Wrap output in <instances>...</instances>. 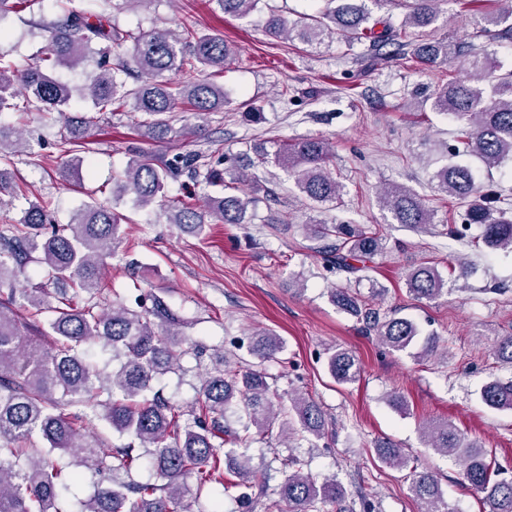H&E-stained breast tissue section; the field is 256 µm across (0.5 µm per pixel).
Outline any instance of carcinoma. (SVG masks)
<instances>
[{
    "mask_svg": "<svg viewBox=\"0 0 512 512\" xmlns=\"http://www.w3.org/2000/svg\"><path fill=\"white\" fill-rule=\"evenodd\" d=\"M227 16L242 18L257 8L260 0H213ZM437 17L435 0H414L402 25L428 26ZM364 0H327L318 15L294 22L280 15L268 21L267 33L277 38L298 39L318 46L341 33L350 38L368 37L373 44L394 43L396 30L385 22L380 32L374 26ZM123 35L87 16L68 12L54 27L40 61L50 67H78L92 60L96 69L80 89L92 104L93 113L70 114L73 89L41 68L19 73L0 54V114L4 112H57L65 132L56 143L67 156L75 145L98 129L99 114L113 106H129L145 116L141 127L163 140L171 127L164 115L176 104L187 102L197 117L224 110V87L197 75L198 70L221 69L233 48L219 35L197 36L186 29L153 30L132 37V46L118 62L110 61L111 47L102 42L121 40ZM420 61L434 63L452 59L454 52L442 41L415 46ZM466 77L448 82L434 97L433 108L468 129L464 151L488 168L512 161V71L497 73L493 54L485 52L462 62ZM130 69L140 80L129 84L120 74ZM27 92L24 106L16 102ZM23 133L0 121V211L12 207L20 187L5 166L10 156L24 150ZM329 144L318 137L299 139L279 146L273 154L258 153V162L268 159L295 178L299 192L311 206L319 208L339 198L341 186L327 169ZM188 172L204 177L209 186L241 183L248 175L216 165L199 170L195 156H176L166 166L139 156L121 178L123 188L135 195L141 208L165 207V188L171 175ZM439 189L459 201L468 202L466 223L448 225V235L466 242L471 225L481 227L483 243L493 249L512 250V215L500 207L493 185H482L466 164L452 163L439 169ZM383 204L398 224L426 230L434 224V213L408 188L393 185L384 191ZM253 205L248 193L206 196L205 210L183 206L167 212L168 223L200 232L207 224H242ZM124 215L112 207L85 202L66 224L53 223L51 202L31 201L19 223L0 232V512H67L60 506L68 491V473L61 464L70 455V465L95 475H105L100 486L76 512H179L196 479V491L207 484H224L222 458L240 484L252 485V457L239 448L253 443L250 427L265 433L277 424L281 435L297 444L327 440L333 435L325 413L317 402L299 392L284 397L268 382L267 373L247 363L236 369L224 367V354L210 356V367L202 373L195 406L188 412L154 388L160 378L182 369V357L203 351L185 338L184 322L164 297L150 292L134 300L115 294L100 301L106 260L115 256L123 242ZM305 229L319 242L326 271L346 273L363 280L366 262L383 253L386 242L375 230L360 224H307ZM41 253V280L33 283L26 274L31 255ZM407 291L417 301L442 296L445 280L437 267L418 264L405 275ZM338 309L356 317L365 332L393 352H404L417 343V360L439 350V338H420L418 324L396 312L384 315L365 308L349 288L331 289ZM31 308L45 316L37 336H26L15 307ZM98 346L118 362L112 371L88 356L87 348ZM283 351L282 339L271 330L248 337L247 352L259 362L276 358ZM493 355L512 368V333L499 337ZM328 371L340 384L358 380L360 371L352 352L336 349L328 357ZM484 404L512 412V379H494L480 390ZM244 408L248 423L243 432L231 428L227 414ZM92 416L106 425L117 442L108 444L101 435L86 433L83 418ZM425 447L462 467L464 481L489 504V512H512V479L500 477L499 469L487 461V452L446 420H432L423 427ZM380 461L397 469L409 459L389 441H379ZM143 459L154 470L156 481L136 482L132 465ZM307 462L291 458L288 474L278 485L276 497L260 489L258 496H245L249 508L263 512H374L361 498L346 501V491L335 480L318 483L304 470ZM410 490L420 512H457L437 476L415 471Z\"/></svg>",
    "mask_w": 512,
    "mask_h": 512,
    "instance_id": "1",
    "label": "carcinoma"
}]
</instances>
